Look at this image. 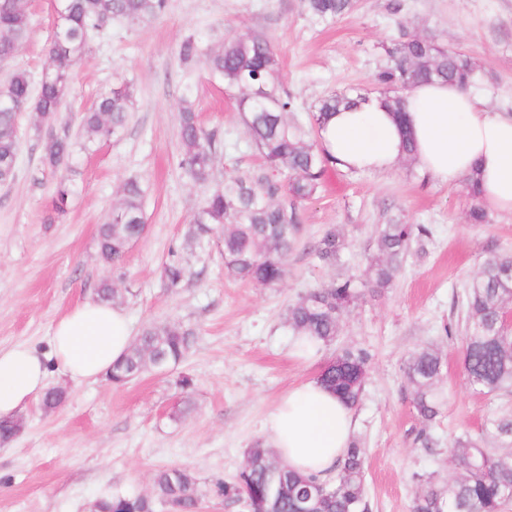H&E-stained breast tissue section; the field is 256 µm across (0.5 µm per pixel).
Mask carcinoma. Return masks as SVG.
I'll return each instance as SVG.
<instances>
[{"label": "carcinoma", "mask_w": 512, "mask_h": 512, "mask_svg": "<svg viewBox=\"0 0 512 512\" xmlns=\"http://www.w3.org/2000/svg\"><path fill=\"white\" fill-rule=\"evenodd\" d=\"M353 0H302L314 24H328L348 12ZM167 0H53L54 24L48 43L49 65L39 80L22 69H10L0 80V183L16 175L20 137L18 120L35 112L48 129L44 136L43 162L56 174L52 209L67 212L72 195L74 143L68 135L53 131L65 104L70 72L84 55L93 35H104L114 19L139 23L163 14ZM28 0H0V66H9L30 33ZM386 63L374 75L388 91L387 107L403 112V93L413 85L440 79L469 89L478 82V70L469 56L438 46L418 35H403L385 46ZM186 62L204 60L224 78V84L240 92L238 109L245 132L264 164L287 178L286 190L269 178L230 176L224 185L206 195L187 228L183 249L217 242L222 246L225 272L236 279L274 286L288 273V256L301 227L299 204L312 198L335 165L324 149L307 141L330 113L347 108L355 99L347 94L323 98L312 115L309 129L288 121L291 102L279 78V62L272 43L260 35L224 39L215 50L203 47L190 35L180 46ZM267 86L270 96L258 99L252 89ZM192 90L183 96L180 112V150L177 163L195 181L209 180L218 153L216 133L204 130L191 101ZM132 91L127 83L112 85L80 119L83 147L96 141L123 136L130 118ZM146 188L131 177L121 187L117 206L98 231L99 258L115 269L130 245L145 231L143 203ZM433 236L428 224H383L378 230L379 255L371 278L360 282L349 276L334 279L298 295L288 305L284 323L291 336L304 337L327 347L336 339L342 314L355 306L363 289L387 287L400 272L412 245H423ZM346 248L345 240L327 230L314 246L324 265L336 262ZM188 259L172 251L164 264L166 287L183 286ZM469 330L463 364L472 389L488 394L512 389V335L501 326V316L512 304V256L488 250L481 272L465 286ZM98 299H121L113 281L102 280ZM194 333L176 323L151 325L131 345L124 358L112 366L107 379L122 386L149 370L168 369L188 354ZM370 354L358 347H344L323 366L318 379L351 407H357L368 377ZM441 357L431 348L414 352L406 362L405 376L412 387L413 408L424 425L441 416L444 398L437 389ZM493 434L512 446V420L492 422ZM452 452L460 474L439 486L420 480L412 512H501L512 500V459L495 456L469 436L454 442ZM366 451L351 442L338 464L336 478L321 482L293 472L269 455L264 441H255L246 452V466L229 483H216V493L232 502L265 500L272 512H368L365 495ZM174 512H196L199 489L193 472L181 466L158 471L150 495L116 492L98 499L94 512H155L156 503Z\"/></svg>", "instance_id": "obj_1"}]
</instances>
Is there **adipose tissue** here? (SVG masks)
<instances>
[{
    "label": "adipose tissue",
    "mask_w": 512,
    "mask_h": 512,
    "mask_svg": "<svg viewBox=\"0 0 512 512\" xmlns=\"http://www.w3.org/2000/svg\"><path fill=\"white\" fill-rule=\"evenodd\" d=\"M320 142L344 172L395 171L404 141L418 169L442 184L476 180L482 204L512 213V115L487 97L456 84H418L396 118L381 95L328 116ZM133 343L125 312L88 300L57 321L48 350L0 348V419L15 416L42 395L51 364L77 381L104 377ZM266 444L289 469L321 479L335 476L355 431L352 408L319 380L291 388L264 423Z\"/></svg>",
    "instance_id": "obj_1"
}]
</instances>
